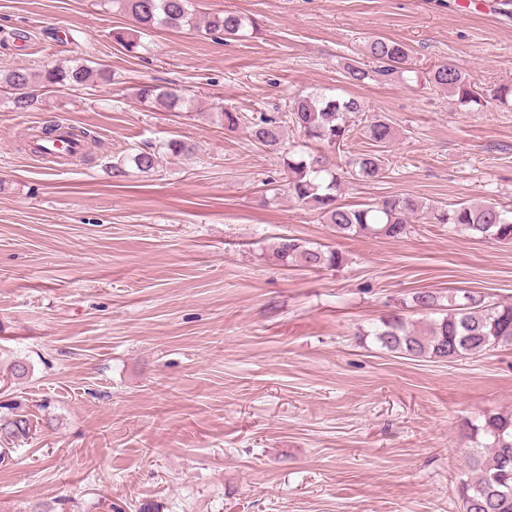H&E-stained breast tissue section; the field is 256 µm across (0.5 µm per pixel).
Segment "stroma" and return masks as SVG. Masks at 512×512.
Returning <instances> with one entry per match:
<instances>
[{"label": "stroma", "mask_w": 512, "mask_h": 512, "mask_svg": "<svg viewBox=\"0 0 512 512\" xmlns=\"http://www.w3.org/2000/svg\"><path fill=\"white\" fill-rule=\"evenodd\" d=\"M257 29L152 31L93 0H0V67L88 59L109 85L0 104V512H459L463 426L512 411V346L452 362L387 352L370 337L403 299L431 290L512 302V244L417 224L400 239L339 236L289 198L280 160L225 131L215 102L246 113L298 91L365 105L342 151L394 129L391 166L347 180L342 202L391 195L454 209L512 205V105H463L424 75L452 62L487 93L512 83V6L502 0H192ZM376 36L404 43L416 77L350 83ZM176 84L194 104L137 97ZM88 130L89 159L53 170L19 140L30 124ZM176 139L192 155L115 178L109 165ZM342 252L341 269L273 257L280 237ZM27 373L13 376L15 362ZM138 98L149 107L163 110H179L185 102V96L176 85H143L138 90ZM364 134L378 146L386 147L384 145L389 144L394 138V128L387 119L375 117L369 124L364 126ZM1 437L19 438L28 435L30 420L25 414H13L10 418L0 419Z\"/></svg>", "instance_id": "35a3bbf8"}]
</instances>
